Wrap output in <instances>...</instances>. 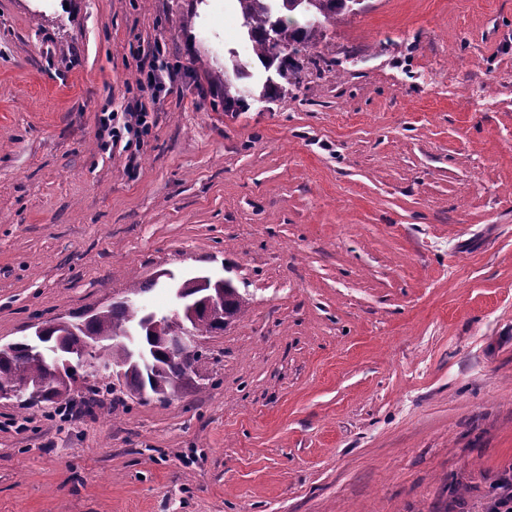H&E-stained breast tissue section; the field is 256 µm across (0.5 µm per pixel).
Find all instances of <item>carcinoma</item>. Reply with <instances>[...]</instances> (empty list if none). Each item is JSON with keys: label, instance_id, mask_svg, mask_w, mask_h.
<instances>
[{"label": "carcinoma", "instance_id": "obj_1", "mask_svg": "<svg viewBox=\"0 0 512 512\" xmlns=\"http://www.w3.org/2000/svg\"><path fill=\"white\" fill-rule=\"evenodd\" d=\"M242 17V26L252 43L253 54L266 69H275L277 80L266 88L275 96L280 90L298 82L299 62L294 55L317 47L322 35V23L353 11L358 0H236ZM247 77L245 69L232 65V73H224V111L242 112L248 108L245 91L235 81ZM213 298L210 307H197L191 314L181 310L155 315L149 320L141 307L126 301L114 302L107 308L77 321H52L48 329L49 343L57 349L60 358L75 355L87 340L99 345L94 359L104 367L125 364L130 359V348L112 338L135 326L138 343L155 362L156 369L133 371L126 376L123 387L133 394L147 390L150 397L170 401L180 396L193 384L209 378V361L204 354L184 359L170 352L168 339L187 331L211 335L224 330L244 312L246 299L239 289L227 282L224 287L213 285L205 289ZM49 362L26 352L23 342L16 343L14 351L0 357V389L18 391L43 384L48 377ZM72 381L58 379L47 387L42 398L45 404H57L70 395Z\"/></svg>", "mask_w": 512, "mask_h": 512}]
</instances>
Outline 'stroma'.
I'll return each instance as SVG.
<instances>
[{"instance_id": "obj_1", "label": "stroma", "mask_w": 512, "mask_h": 512, "mask_svg": "<svg viewBox=\"0 0 512 512\" xmlns=\"http://www.w3.org/2000/svg\"><path fill=\"white\" fill-rule=\"evenodd\" d=\"M161 36L132 163L99 119ZM267 76L233 0H0V342L135 280L247 300L178 399L0 402V512H478L512 462V0H362ZM248 108L245 91L236 85L224 68V109L228 112H242Z\"/></svg>"}]
</instances>
